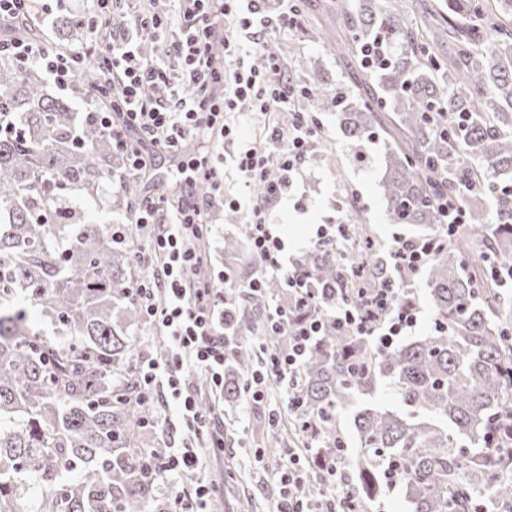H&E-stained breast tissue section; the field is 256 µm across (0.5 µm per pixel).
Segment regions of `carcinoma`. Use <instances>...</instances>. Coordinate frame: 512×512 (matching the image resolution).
Returning a JSON list of instances; mask_svg holds the SVG:
<instances>
[{"label":"carcinoma","mask_w":512,"mask_h":512,"mask_svg":"<svg viewBox=\"0 0 512 512\" xmlns=\"http://www.w3.org/2000/svg\"><path fill=\"white\" fill-rule=\"evenodd\" d=\"M448 17L412 14L407 0H336L330 8L349 28L336 53L387 34L398 43L390 62L372 70L377 85L366 95L327 89L316 73L305 90L321 93V110L334 111L358 147L374 142L379 119L372 101L390 103L408 142L385 144L380 181L389 224L425 226L436 252L426 267L433 325L412 342L380 349L368 337L336 326L329 310L354 304L374 288L390 254L367 224H342L338 238L302 256L297 273L322 289L314 299L269 276L261 295L224 281V308L234 346L224 397L245 393L255 340L268 357L285 355L291 336L274 334L260 319L274 299L299 322L322 327L297 372L270 384L288 389L295 405L270 428L272 442L297 448L309 466L299 488L321 497L319 460L345 451L342 495L324 502L362 512L401 486L413 512H512V303L492 271L512 268V198L495 193L512 183V22L487 0H446ZM454 46L450 66L434 53L436 35ZM98 64L90 58L67 96L47 94L38 71L0 59V114L12 121L0 132V305L27 299L49 337L21 305L0 308V512H168L145 477L137 450L158 457L165 448L147 437L155 398L144 394L136 358L145 354L121 315L138 314L143 278L136 254L144 228L96 224L87 210L63 196L93 198L124 164L112 138L77 103L96 92ZM494 200L490 217L467 210L453 234L440 223L439 206L463 186ZM132 206L139 178L120 185ZM250 225L224 239L234 259ZM389 381L398 410L372 403ZM355 439L341 426L350 399ZM41 487L29 506L32 485Z\"/></svg>","instance_id":"1"}]
</instances>
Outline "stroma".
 <instances>
[{
	"label": "stroma",
	"instance_id": "obj_1",
	"mask_svg": "<svg viewBox=\"0 0 512 512\" xmlns=\"http://www.w3.org/2000/svg\"><path fill=\"white\" fill-rule=\"evenodd\" d=\"M329 2L298 0L296 26L270 36L268 48L283 60L294 87H301L305 70L317 69L327 87L365 92L374 83L373 74L356 57L332 51L348 33L337 23ZM85 8L86 0H41L37 19L45 43L59 41L64 18L77 16ZM317 104L318 96L313 93L299 97L295 107L316 115L320 145L296 165L282 195L267 205L273 230L284 243L281 261L289 269L294 268L298 256L316 246L321 230L332 225H372L377 240L387 248L417 235L413 227L386 223L378 186L383 174L382 140L398 130L393 113L378 109L381 139L360 154L341 131L335 113L318 111ZM248 115L249 107L243 104L224 116L226 123L244 129L243 137L204 136L197 141L196 159L222 168L225 197L238 199L243 205L239 211L219 204L209 209L213 232L200 240L199 247L208 266L218 272L224 268V237L247 221L244 205L255 195L254 189L245 187L237 169L239 153L262 140L260 129ZM145 152L148 167L142 180L143 197L166 196L175 201L197 196L196 186L185 182L180 174L186 153L160 152L150 145ZM187 382L200 389L205 407L224 431L223 448L209 450L204 460L205 475L213 489L211 512H272L273 500L267 488L275 476L264 472L254 455L262 438L267 404H254L245 397L225 399L223 392L206 389L202 377L195 374L188 376Z\"/></svg>",
	"mask_w": 512,
	"mask_h": 512
}]
</instances>
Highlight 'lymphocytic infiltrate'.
<instances>
[{
	"label": "lymphocytic infiltrate",
	"instance_id": "1",
	"mask_svg": "<svg viewBox=\"0 0 512 512\" xmlns=\"http://www.w3.org/2000/svg\"><path fill=\"white\" fill-rule=\"evenodd\" d=\"M119 0H92L78 24L88 30L89 40L82 49L66 54L34 45L22 39L0 40V58H12L39 66L63 90L77 81L79 64L88 57L99 63L104 83L119 81L123 86L118 112H100L96 119L112 137L113 147L125 152L132 170H140L144 161L136 145L144 140L156 147L177 151L181 140L201 133L202 122L216 124L222 136L234 135L232 126L223 124V113L235 111L240 102H249L253 118L264 128L265 146L245 149L239 156L238 169L245 186L265 183L266 197L252 200L249 222L252 226L250 247L262 267V275L251 280L247 289L258 292L264 276L283 278L289 288L305 290L314 296L316 288L309 281L289 273L279 258L282 244L269 222L266 199L277 198L282 183H266V170L278 165L290 172L304 156L318 123L305 112L295 110L297 91L290 85L284 67L275 55H266L263 68H256L252 58L264 53L265 37L294 25L297 7L282 0L276 15H269L263 0H180L176 16L153 13L136 18L130 27L102 33L96 18L112 12ZM179 21L180 34L170 37L172 21ZM150 31L152 47L143 50L141 31ZM223 95H215L216 87ZM290 110L291 135L271 124L269 115ZM202 208L187 203L169 209L165 199L144 200L135 211L136 224L155 225L137 256L150 274L137 289V302L148 325H160L168 338L164 359L151 360L141 367L142 385L154 389L166 382L169 395L180 408V424L194 441L220 448L224 435L210 410L203 406L196 390L187 387L183 373H200L210 388L224 385V363L231 347L229 323L223 309L224 300L216 286L217 277L205 272L196 240L210 234L201 219ZM337 323L372 337L376 346L388 348L418 321L413 303L396 304L390 280L361 292L355 306L336 305ZM271 331L291 332L292 346L287 355L271 359L249 379L253 401H261L272 374L296 370L307 348L321 330L320 321L307 319L294 324L279 308L268 315ZM192 445L167 449L161 461L144 456L152 464L161 483L170 486L169 512H207L210 485L197 479L200 458ZM304 465L295 451L284 454L280 482L281 497L277 512H311L298 499L294 489ZM193 478L190 489L178 491L174 485L182 478Z\"/></svg>",
	"mask_w": 512,
	"mask_h": 512
}]
</instances>
